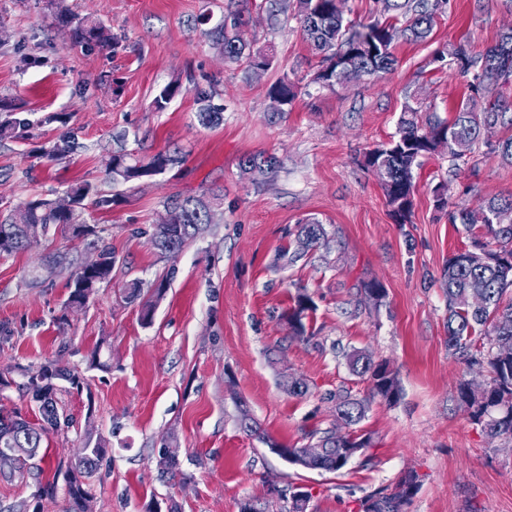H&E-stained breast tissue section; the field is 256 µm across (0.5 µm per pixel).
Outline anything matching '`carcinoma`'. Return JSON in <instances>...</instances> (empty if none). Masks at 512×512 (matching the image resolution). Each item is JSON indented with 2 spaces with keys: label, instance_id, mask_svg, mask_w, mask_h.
Instances as JSON below:
<instances>
[{
  "label": "carcinoma",
  "instance_id": "obj_1",
  "mask_svg": "<svg viewBox=\"0 0 512 512\" xmlns=\"http://www.w3.org/2000/svg\"><path fill=\"white\" fill-rule=\"evenodd\" d=\"M380 16L367 22L355 24L336 12L335 0H297V15L307 41L321 55L315 79L328 88L343 86L348 82L345 72L337 69L336 58L354 55L370 75L378 76L392 72L397 65L393 52L396 39L404 37L418 41L429 36L433 29L436 11L429 0H380ZM63 24L69 27L70 43L74 47L91 45L105 46L110 40L106 30L95 24L74 20L60 13ZM244 11L228 10L207 34L222 46L224 58L231 62L246 60L248 70L256 73L271 66L267 55L251 50L244 37ZM441 58L455 65L463 74L470 76L469 88L475 94H483L489 100L475 111L476 103L469 98L461 103L450 120L428 118L421 120L420 107L415 97L408 96L394 142L366 154V163L373 166L385 161L391 176V185L384 193L393 213L407 219L412 205L413 171L420 165L425 154L436 149L442 140L448 146L449 157L457 160L465 157L487 130L505 125L508 105L504 103L503 91L512 87V27L500 32L494 45L475 52L467 42L450 47ZM199 104L197 116L206 126H217L224 120V108L213 103L211 91L195 88ZM268 95L277 97L288 106L297 97L295 86L284 80L271 85ZM34 121L15 111L11 102L0 100V140H25L32 136ZM485 144L503 161L512 163V136ZM82 147L78 137L71 132L55 141L44 155L51 159H62ZM177 152H158L148 160L133 158L124 150L112 152L107 163L112 184L119 185L133 179L152 178L164 174L181 163ZM259 165L269 174L278 169V160L273 155H249L241 160V169L246 171ZM66 193L75 198V207L64 212L55 207L52 198L37 197L9 210L0 218V238L9 241L4 253L12 254L27 249L33 242L28 228L39 225L43 237L61 234L77 240L97 251L100 264L88 270L78 266L70 279L68 304L86 303L96 292L98 285L112 279V270L117 258L112 247L105 243L91 222L92 209H109L112 197L103 194L90 181L81 180L71 184ZM175 215L172 224H156L153 227L152 243L161 253L180 251L194 240L205 226L213 223L209 200L203 196L175 200L170 206ZM501 209L512 210V196L493 199L486 204L470 209L458 207L449 211L452 224L472 227L483 225L491 240L480 243L491 253L507 258V262H496L485 266H468L462 262L463 253L448 258L443 270L445 292L448 298V350L461 356L467 367H486L488 379L482 391L472 390L468 383L459 385V397L469 406L476 407L472 419L480 423L493 437L512 438V352L506 353L503 345L512 346V226L503 227L492 222L493 214ZM326 235L323 225L315 222L298 225L297 249L289 257L293 263L319 247ZM44 266L63 270L73 265L68 254L49 252L44 256ZM314 309L310 296H298L296 306L288 311V323L295 335H305L303 314ZM352 373L369 383L370 399L380 397L393 401L399 394L396 376L383 363L354 350L347 355ZM75 383L71 370L57 362L41 366L29 376L28 390L39 404L40 422L31 423L19 414H0V450L14 449V466L11 473H21L28 468L29 461L36 458L44 438L58 431L68 419L61 418L53 397V381ZM336 397V424L331 428L315 429L307 438L325 449L321 459L308 465L310 470L337 472L350 461L346 448H366L369 437L353 430L366 416L369 399H357L350 393L339 390ZM105 449L98 443L86 448V454L67 466L65 479L69 496V512H82L83 502L91 498V490L84 479L91 477L103 459ZM418 476L409 471L400 479L399 485H408V490L386 494L382 491L369 495L364 500V512H403L404 505L417 490Z\"/></svg>",
  "mask_w": 512,
  "mask_h": 512
}]
</instances>
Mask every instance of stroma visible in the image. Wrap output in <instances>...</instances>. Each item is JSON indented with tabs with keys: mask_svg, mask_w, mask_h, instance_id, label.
<instances>
[{
	"mask_svg": "<svg viewBox=\"0 0 512 512\" xmlns=\"http://www.w3.org/2000/svg\"><path fill=\"white\" fill-rule=\"evenodd\" d=\"M77 19L105 24L106 47H72L57 3ZM230 0H0V99L37 119L33 138L0 142V209L37 196H62L85 179L118 195L92 211L117 257L112 279L81 309L67 305L69 271L29 287L49 251L71 241L39 239L0 256V412L39 419L24 385L28 372L53 360L78 385L56 381L68 428L49 435L39 472L0 476V512H67L58 466L75 460L87 441L107 453L89 480L92 512H288L295 488L308 491V512H363L364 499L395 492L409 471L419 486L406 512H512V439L490 436L458 396L466 380L484 382L448 351V258L487 239L483 226L465 230L436 209L434 191L474 207L512 195V164L484 144L452 161L447 147L414 171L409 220L398 223L365 154L398 130L407 93L422 117L448 119L471 95L469 78L434 63L436 53L465 41L474 51L493 45L512 26V0H449L422 42L397 39L398 67L373 80L335 89L315 83L317 57L297 18L296 0H282L270 24L261 0L244 15L253 49L273 55L253 74L225 60L197 16L220 20ZM299 95L272 114L267 91L280 80ZM178 93L164 109L154 98L170 84ZM213 87L224 121L196 118L195 87ZM63 113L66 123L45 122ZM75 133L82 150L61 160L40 147ZM146 159L180 152L183 161L151 180L113 185L106 171L112 136ZM273 154L276 173H244L243 156ZM211 191L220 199L215 222L174 255L151 244L152 229L172 199ZM324 224L327 235L308 260L289 264L296 227ZM168 289L151 324L126 285L149 298L157 280ZM385 290L365 302V284ZM308 293L307 334L294 336L285 314ZM362 350L387 363L399 381L396 401L369 399L360 433L372 445L340 471L303 470L272 453L267 439L301 448L306 435L336 421L333 392L368 398L346 352ZM309 391L289 394V377ZM259 426L242 431V413ZM176 449V474H161L163 449ZM56 480L54 497L38 486Z\"/></svg>",
	"mask_w": 512,
	"mask_h": 512,
	"instance_id": "obj_1",
	"label": "stroma"
}]
</instances>
